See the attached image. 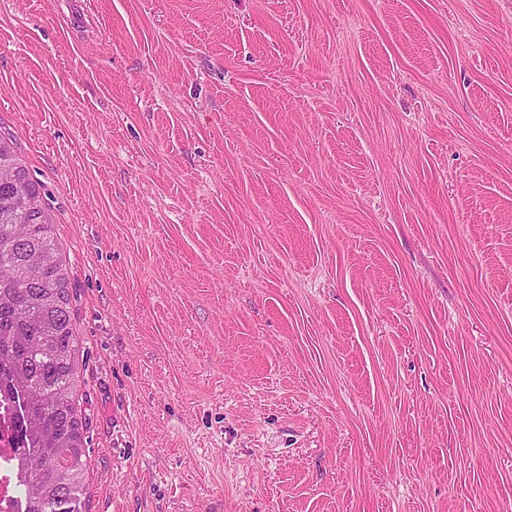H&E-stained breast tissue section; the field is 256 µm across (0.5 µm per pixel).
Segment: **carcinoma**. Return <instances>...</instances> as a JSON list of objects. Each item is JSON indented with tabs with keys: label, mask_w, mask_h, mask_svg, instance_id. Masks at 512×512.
<instances>
[{
	"label": "carcinoma",
	"mask_w": 512,
	"mask_h": 512,
	"mask_svg": "<svg viewBox=\"0 0 512 512\" xmlns=\"http://www.w3.org/2000/svg\"><path fill=\"white\" fill-rule=\"evenodd\" d=\"M0 373L21 424L26 512H80L83 422L74 403L77 352L53 224L14 143L0 136Z\"/></svg>",
	"instance_id": "cac0c4a2"
}]
</instances>
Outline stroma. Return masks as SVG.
<instances>
[{
    "instance_id": "1",
    "label": "stroma",
    "mask_w": 512,
    "mask_h": 512,
    "mask_svg": "<svg viewBox=\"0 0 512 512\" xmlns=\"http://www.w3.org/2000/svg\"><path fill=\"white\" fill-rule=\"evenodd\" d=\"M0 135L82 512H512V0H0Z\"/></svg>"
}]
</instances>
